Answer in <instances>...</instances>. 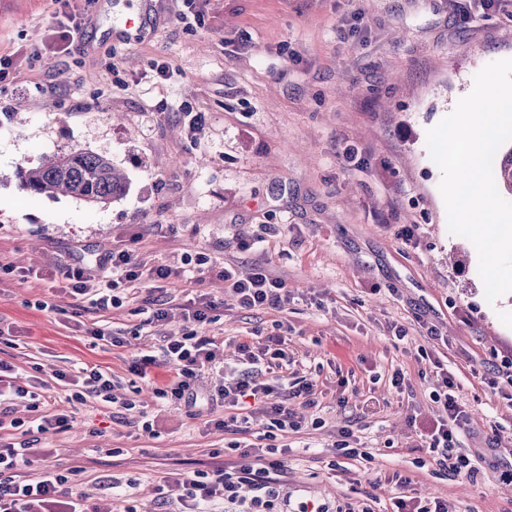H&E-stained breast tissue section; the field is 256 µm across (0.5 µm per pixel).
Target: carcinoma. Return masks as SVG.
<instances>
[{"mask_svg":"<svg viewBox=\"0 0 512 512\" xmlns=\"http://www.w3.org/2000/svg\"><path fill=\"white\" fill-rule=\"evenodd\" d=\"M496 188L512 201V147L496 153L493 163ZM19 187L27 193L68 195L90 205L120 199L127 189L126 175L104 155L73 149L32 168L17 172Z\"/></svg>","mask_w":512,"mask_h":512,"instance_id":"cac0c4a2","label":"carcinoma"}]
</instances>
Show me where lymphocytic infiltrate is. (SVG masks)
<instances>
[{
  "label": "lymphocytic infiltrate",
  "mask_w": 512,
  "mask_h": 512,
  "mask_svg": "<svg viewBox=\"0 0 512 512\" xmlns=\"http://www.w3.org/2000/svg\"><path fill=\"white\" fill-rule=\"evenodd\" d=\"M112 281L106 287H98L79 267L63 271L71 296L88 299L92 309L106 311L119 306L116 294L118 285H126L128 291L139 288L140 273L130 251L112 253ZM224 278L243 307H284L288 302V291L281 280L257 271L252 276L239 279L233 270H225ZM212 305L200 301L192 312L193 330L178 337H169L165 348V365L170 373L169 381L156 388L155 396L162 401L184 402L196 405L198 401L219 402L224 406V419L218 427L227 431L246 433L248 416L243 410L247 399H254L256 411L266 419L270 430H300L288 407L293 398L303 399L306 405H315V384L308 380L291 381L279 374L265 377L260 364L267 359H286L282 348L283 339L268 337L264 346L253 347L243 342L239 345L243 368L230 375L224 365V343L213 336H202L198 326L210 323ZM10 363L0 360V403L28 396L30 389H38L39 403L45 404L43 415L34 421L33 432L47 434L65 429L70 421L68 414L51 408L50 385L42 379H34L31 387L14 384L9 375ZM213 372L218 380L213 389L203 390L199 380L203 373ZM55 377L63 383H74L68 402H84L95 397L105 402H114V383L111 375L97 366L79 368L76 374L56 372ZM444 414L431 428L421 433V446L432 464L439 470L457 475L473 476L475 473L468 457L456 454L458 437L465 415L453 396L443 402ZM233 459L225 461L223 467L213 474L199 473L189 478L173 473L158 484L155 491L162 501H178L186 512H218L223 504H242L239 489L250 484L256 494L249 504H243V512H272L279 498V489L288 480V465L285 458L268 456L256 450L254 445L236 441L232 444ZM45 449L32 447L30 441L14 445H0V512H87L82 498L73 496L67 486L66 476L47 468L39 462Z\"/></svg>",
  "instance_id": "obj_1"
}]
</instances>
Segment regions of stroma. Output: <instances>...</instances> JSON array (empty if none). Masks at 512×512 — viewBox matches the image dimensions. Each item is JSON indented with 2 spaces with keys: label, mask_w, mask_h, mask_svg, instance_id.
Returning a JSON list of instances; mask_svg holds the SVG:
<instances>
[{
  "label": "stroma",
  "mask_w": 512,
  "mask_h": 512,
  "mask_svg": "<svg viewBox=\"0 0 512 512\" xmlns=\"http://www.w3.org/2000/svg\"><path fill=\"white\" fill-rule=\"evenodd\" d=\"M0 0V360L18 384L96 365L115 380L116 404L58 405L71 420L43 435L46 463L87 507L179 512L153 488L171 473L212 470L235 441L215 428L221 404H164L154 390L167 369L130 371L142 350L192 329L184 310L211 301L202 332L237 345L282 336L317 407L296 406L299 432L256 446L287 447L278 512L300 503L346 512H390L394 473L410 493L440 497L450 512H512V292L485 297L478 252L450 234L441 172L426 134L469 94L488 63L512 58V0ZM84 31L56 48L62 22ZM82 148L106 155L128 179L105 207L20 190L19 168ZM416 235L404 243L398 232ZM132 251L144 281L122 304L84 314L121 346L92 342L56 302L47 274L83 268L99 284L107 259ZM261 267L283 280L279 309L239 307L222 276ZM166 320L145 325L146 312ZM404 340H397L398 328ZM402 387L391 384L394 372ZM468 415L461 479L425 464L419 433L440 418L446 381ZM128 400L147 406L145 434ZM351 447L340 450L343 430Z\"/></svg>",
  "instance_id": "stroma-1"
}]
</instances>
